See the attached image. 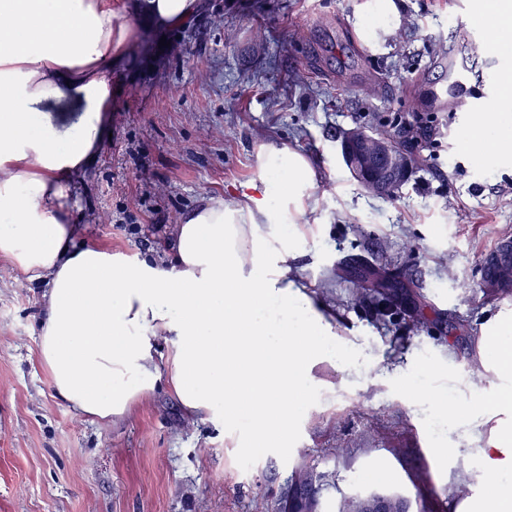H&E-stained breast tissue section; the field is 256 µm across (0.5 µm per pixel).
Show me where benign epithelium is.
Here are the masks:
<instances>
[{
  "label": "benign epithelium",
  "instance_id": "1",
  "mask_svg": "<svg viewBox=\"0 0 512 512\" xmlns=\"http://www.w3.org/2000/svg\"><path fill=\"white\" fill-rule=\"evenodd\" d=\"M340 154L352 177L367 192L389 196L403 185L412 170L411 155L383 134L363 128L348 130L340 141ZM512 284V272L486 277L482 286L489 292ZM332 481L327 472H297L289 482L288 492L301 488L317 499L324 485ZM336 512H411L403 496L389 492L357 493L341 497Z\"/></svg>",
  "mask_w": 512,
  "mask_h": 512
}]
</instances>
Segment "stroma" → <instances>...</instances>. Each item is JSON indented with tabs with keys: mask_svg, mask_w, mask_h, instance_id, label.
<instances>
[{
	"mask_svg": "<svg viewBox=\"0 0 512 512\" xmlns=\"http://www.w3.org/2000/svg\"><path fill=\"white\" fill-rule=\"evenodd\" d=\"M362 2L204 0L164 34L133 20L136 44L112 71L110 135L68 199L80 242L159 258L185 213L259 179L267 146L306 156L316 206L288 230L308 239L300 281L337 335L333 361L312 372L330 394L299 401L275 450L238 446L245 417L193 420L160 389L118 424L90 422L54 398L36 361L45 282L0 263V512H276L303 467L336 476L322 512L361 490L401 493L412 512L455 503L461 480L468 496L483 494L478 460L437 454L474 440L454 422L431 435L440 414L420 391L465 408L478 339L490 318L512 313V292L478 289L486 255L512 234V153L487 160L462 146L470 105L494 103L512 54L480 46L475 0H399L374 49L356 25ZM445 55L469 77L465 101L436 111L395 197L366 192L341 162L340 133L399 132L426 111L423 89L444 80ZM379 255L416 282L417 313L395 304L377 318V304L336 278L338 266Z\"/></svg>",
	"mask_w": 512,
	"mask_h": 512,
	"instance_id": "35a3bbf8",
	"label": "stroma"
}]
</instances>
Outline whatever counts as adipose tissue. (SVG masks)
<instances>
[{
	"label": "adipose tissue",
	"mask_w": 512,
	"mask_h": 512,
	"mask_svg": "<svg viewBox=\"0 0 512 512\" xmlns=\"http://www.w3.org/2000/svg\"><path fill=\"white\" fill-rule=\"evenodd\" d=\"M202 0H0V261L17 278L45 280L38 363L53 394L100 424L126 418L157 387L189 417L247 415L245 444L268 448L290 425L292 403L320 394L313 366L335 341L322 305L300 286L302 240L286 228L311 209L315 171L292 149L268 148L259 182L205 198L175 225L169 262L128 260L77 243L65 205L69 183L93 162L112 110L109 76L128 53L130 19L157 30L189 22ZM495 51L512 52V0H484ZM495 116L470 127L463 146L512 151V75ZM72 99L83 116L62 133L42 120L51 101ZM471 375L482 385L468 416L503 420L481 448L484 472H512V319L494 317Z\"/></svg>",
	"instance_id": "ef3b65f1"
}]
</instances>
